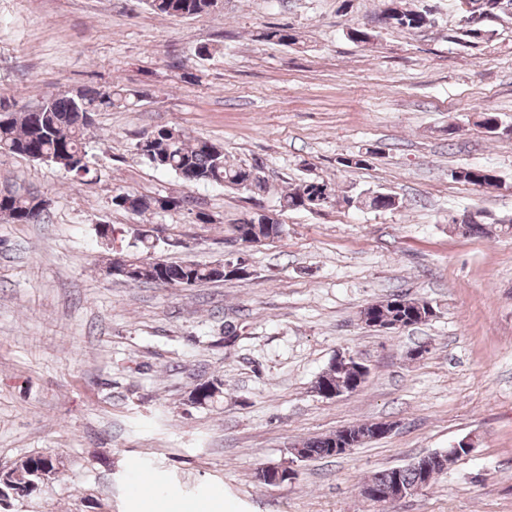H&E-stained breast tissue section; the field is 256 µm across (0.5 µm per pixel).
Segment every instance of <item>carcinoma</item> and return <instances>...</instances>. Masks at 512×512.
<instances>
[{
  "label": "carcinoma",
  "instance_id": "cac0c4a2",
  "mask_svg": "<svg viewBox=\"0 0 512 512\" xmlns=\"http://www.w3.org/2000/svg\"><path fill=\"white\" fill-rule=\"evenodd\" d=\"M149 10L165 17L199 18L212 13L216 0H141ZM379 22L398 29L418 30L431 23L430 12L422 7L411 9L403 0H384ZM259 39L273 41L284 46L294 45L297 34L289 26L273 27L262 31ZM144 92L116 82L106 89L60 90L37 106L16 110L14 105L0 100V153L15 155L52 164L78 181L92 176L96 169L89 159L87 143L92 138L95 116L104 109L137 107L143 101ZM136 154L150 167L169 172L186 184H213L260 194L267 182L257 164L231 163L224 156V148L210 140L194 138L177 127L162 126L151 132L146 141H137ZM457 178L465 183L490 188L498 186V177L490 170L466 168L457 172ZM327 183L310 178L296 189L283 194L279 200L280 211L304 209L315 206L313 200L318 189ZM346 205H366L374 209H394L400 202L396 197L374 192L363 199L346 196ZM112 205L135 219L148 212L187 209L195 212L197 223L212 224V214L198 206L189 195H142L121 185L112 188ZM43 197L31 190L4 188L0 190V217L12 224H38L47 217L48 211L40 208ZM248 229L256 241L278 239L283 234L279 217L257 212L246 213L231 226V233L238 235ZM133 251L127 253L121 264L128 270L126 281L132 284H159L174 287H192L201 283L242 279L235 271L222 265L198 264L191 260L169 262L155 256L156 246L151 239H141L136 231ZM398 307H386L376 313V318H391L404 325L426 323L432 319V305L425 300L396 294ZM344 441L342 431L308 439L302 444L305 458L316 459L333 456V449ZM57 463L51 455L22 458L18 465L26 478L46 464ZM421 472L411 466L388 468L377 472L362 487L386 493L394 482L414 486Z\"/></svg>",
  "mask_w": 512,
  "mask_h": 512
}]
</instances>
